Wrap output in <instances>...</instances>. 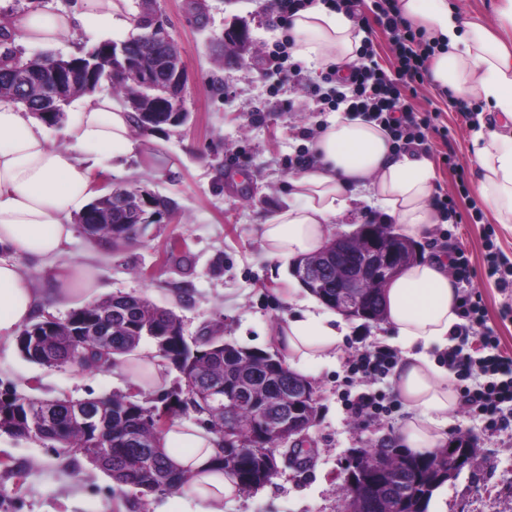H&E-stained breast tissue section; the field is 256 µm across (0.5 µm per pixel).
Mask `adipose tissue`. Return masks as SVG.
<instances>
[{
    "instance_id": "1",
    "label": "adipose tissue",
    "mask_w": 512,
    "mask_h": 512,
    "mask_svg": "<svg viewBox=\"0 0 512 512\" xmlns=\"http://www.w3.org/2000/svg\"><path fill=\"white\" fill-rule=\"evenodd\" d=\"M129 0H81L78 9L48 10L37 5L11 15L8 30L18 41L51 47L93 18L102 37L131 25ZM403 15L423 29L436 46L432 79L461 100L489 108L480 120L473 151L481 173L479 191L500 223H512V0H496V28L465 19L448 0H400ZM295 55L313 67L344 69L358 57L365 33L346 11L323 0L299 11L290 23ZM65 134L68 148L51 145L45 126L21 104L0 100V341H12L36 310L79 294L92 300L99 271L63 261L74 233L73 220L91 202V185L103 156L136 151L128 110L109 91L75 98ZM315 165L291 179L292 204L278 211L259 234L268 258L289 264L326 245L330 221L349 205L356 190L370 189L376 207L405 236L422 237L442 217L433 200L435 167L426 156L395 151L381 125L361 116L335 113L323 127ZM41 269L52 282L43 291L26 275L20 259ZM384 325L396 336L403 356L390 384L410 413L400 429L401 443L429 455L445 443L443 429L458 403L448 371L431 359L432 348L447 347L460 319L457 284L444 257L407 265L384 288ZM349 334L344 316L314 298L279 326L275 343L295 371L335 356ZM174 464L188 476L182 494L194 512H224L237 494L232 477L216 469V437L190 422L174 420L162 438Z\"/></svg>"
}]
</instances>
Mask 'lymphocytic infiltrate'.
Masks as SVG:
<instances>
[{
	"mask_svg": "<svg viewBox=\"0 0 512 512\" xmlns=\"http://www.w3.org/2000/svg\"><path fill=\"white\" fill-rule=\"evenodd\" d=\"M374 6L392 39L394 74L371 65L372 48L362 44L357 62L350 67V92L333 90L323 93L322 100L333 111L343 106L370 114L401 149L423 140L424 125L402 104L398 85L422 77L435 48L403 17L398 0H374ZM458 301L461 322L453 332L458 343L442 353L441 360L456 379L463 409L474 422L491 433L512 429V356L500 350L498 337L487 327L484 311L471 294L459 292ZM472 336L481 344L477 358L464 346Z\"/></svg>",
	"mask_w": 512,
	"mask_h": 512,
	"instance_id": "1",
	"label": "lymphocytic infiltrate"
}]
</instances>
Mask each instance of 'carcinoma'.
<instances>
[{
  "instance_id": "obj_1",
  "label": "carcinoma",
  "mask_w": 512,
  "mask_h": 512,
  "mask_svg": "<svg viewBox=\"0 0 512 512\" xmlns=\"http://www.w3.org/2000/svg\"><path fill=\"white\" fill-rule=\"evenodd\" d=\"M139 33L126 41L128 51L139 57L151 54L150 24L139 16ZM9 35H0V99L23 102V97L5 85L7 72L25 71L35 74L47 84L52 80L58 55L46 54L34 60H22L7 46ZM112 93L125 102L143 94L142 86L128 78L112 79ZM31 106H38L48 115L47 124L57 123L49 112L57 103L48 93L37 88L30 91ZM112 207H93L89 223L82 225L90 239L115 250L133 241L131 226L118 223V203L130 197V190L116 186L108 189ZM43 318L39 313L24 326L17 336V346L28 360L48 366L78 365L88 371L127 361L144 342L155 348V356L165 361L181 375L193 379L192 386L181 384L154 392L151 400L143 401L144 390L98 398L95 405L104 408L102 420L80 424L74 420L71 406L59 399L55 404L7 387L0 389V432L13 437H31L64 450L69 461L77 465L86 459L85 452L98 449V457L90 464L106 473L119 487H129L142 498L155 493L178 489L187 483L184 471L175 467L163 448L164 431L156 427L159 416L173 420L191 407L200 415L213 413L216 403L234 397L239 390L249 393L248 401L237 406L231 440L215 429L218 436L215 463L217 469L234 478L239 490L245 492L264 485L258 480L259 460L254 454L255 437L259 430L258 414L268 401L282 396L283 408H288V387L291 379L279 357L266 351L226 342L219 336L220 327L206 329L187 339L184 330L174 331L181 323L171 310L149 300L129 294L111 295L73 309L67 322L47 329L33 339L31 329ZM105 326L112 334L111 344L104 346L98 338L83 332L88 321ZM34 420L44 422L38 433H32ZM405 464L390 458L389 473L380 476L381 483L367 502L365 512H429L435 491L447 483L443 451L429 456L405 454Z\"/></svg>"
}]
</instances>
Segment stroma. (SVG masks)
<instances>
[{
  "mask_svg": "<svg viewBox=\"0 0 512 512\" xmlns=\"http://www.w3.org/2000/svg\"><path fill=\"white\" fill-rule=\"evenodd\" d=\"M167 28L186 64L189 88L187 125L141 136L136 157L121 167L104 165L112 185L148 191L172 201L174 212L154 218L146 236L120 250L91 243L75 231L64 260L100 271L99 295L134 294L174 311L185 333L197 335L217 324L225 340L273 351L270 341L293 305L284 301L293 276L267 258L259 226L289 201L288 182L300 170L298 157L310 153L313 132L327 124L314 90L325 69L300 64L288 79L268 56L288 29L270 0H159ZM246 20L254 58L238 67L222 61L219 45L232 19ZM373 50V60L393 69L390 36L377 21L373 0L356 13ZM401 100L428 121L422 151L436 171L435 195L454 196L456 215L433 225L417 242L419 255L436 249L440 238L466 251L471 287L485 310L500 348L512 355V289L502 290L485 273L483 231L493 227L499 251L512 259V224L498 223L478 191L479 167L471 144L472 113L483 102L450 101L423 76L401 89ZM368 190H359L333 220V233L382 223ZM181 239L189 256H167L165 245ZM393 335L382 324L350 323V334L335 358L310 364L307 377L318 395L317 420L306 441L309 462L282 466L272 484L226 499L224 512H339L341 472L353 450L383 436H397L409 412L393 400L391 415L357 426L342 403L350 390L344 359ZM37 388L47 398L84 399L127 392V380L113 370L89 372L75 365L48 368L25 359L16 343L0 344V389ZM474 433L480 452L471 468L445 484L433 512H512V431L489 435L472 431L463 409L449 415L448 436ZM24 468L22 480L0 468V512H190L189 501L170 493L137 504L130 489L87 462L69 464L43 443L0 433V460Z\"/></svg>",
  "mask_w": 512,
  "mask_h": 512,
  "instance_id": "35a3bbf8",
  "label": "stroma"
}]
</instances>
